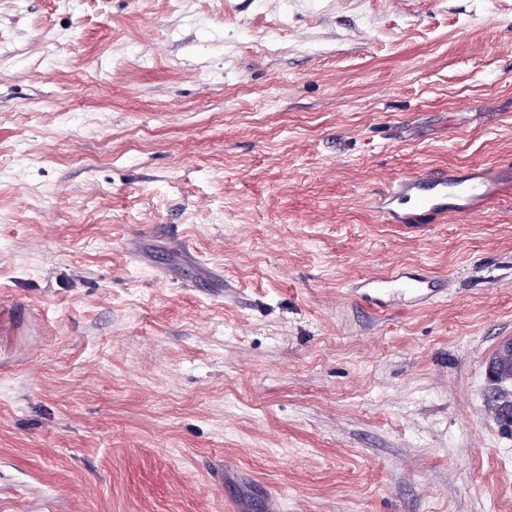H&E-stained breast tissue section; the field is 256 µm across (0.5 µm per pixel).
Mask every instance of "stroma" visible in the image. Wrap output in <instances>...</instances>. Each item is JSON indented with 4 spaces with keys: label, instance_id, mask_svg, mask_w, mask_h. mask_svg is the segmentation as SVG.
<instances>
[{
    "label": "stroma",
    "instance_id": "1",
    "mask_svg": "<svg viewBox=\"0 0 512 512\" xmlns=\"http://www.w3.org/2000/svg\"><path fill=\"white\" fill-rule=\"evenodd\" d=\"M510 161L512 0H0V512H512ZM485 171L410 174L390 185L376 208L384 224H435L448 216L479 215L501 194ZM356 290H363L361 298L373 309L384 311L395 303L425 306L438 299L442 292L437 278L423 269L407 271L396 269L378 277H368ZM488 362L493 372V377L489 380L492 395L487 398L488 409L500 424L501 429L511 434L512 416L511 413L506 412L512 410V350H503L498 347ZM503 414L504 417H502Z\"/></svg>",
    "mask_w": 512,
    "mask_h": 512
}]
</instances>
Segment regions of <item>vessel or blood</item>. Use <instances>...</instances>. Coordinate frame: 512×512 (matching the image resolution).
Instances as JSON below:
<instances>
[{
  "label": "vessel or blood",
  "mask_w": 512,
  "mask_h": 512,
  "mask_svg": "<svg viewBox=\"0 0 512 512\" xmlns=\"http://www.w3.org/2000/svg\"><path fill=\"white\" fill-rule=\"evenodd\" d=\"M501 193L500 184L485 171L414 173L390 185L377 204L385 224H435L448 213L478 215ZM361 298L373 309L397 303L425 306L438 299L442 288L428 272L396 269L360 282Z\"/></svg>",
  "instance_id": "b4317fda"
}]
</instances>
